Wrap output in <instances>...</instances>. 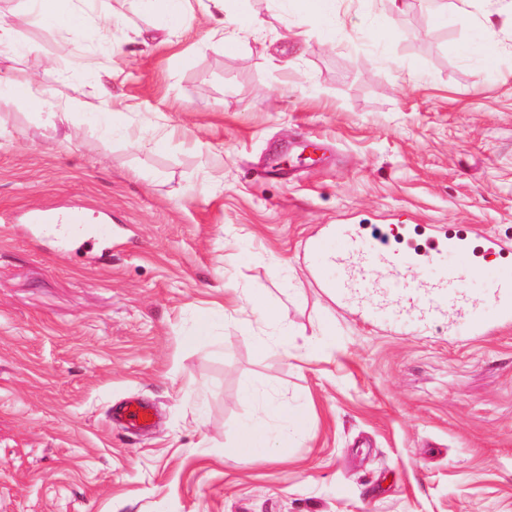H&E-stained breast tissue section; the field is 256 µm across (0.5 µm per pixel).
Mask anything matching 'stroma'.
Instances as JSON below:
<instances>
[{"label": "stroma", "instance_id": "1", "mask_svg": "<svg viewBox=\"0 0 512 512\" xmlns=\"http://www.w3.org/2000/svg\"><path fill=\"white\" fill-rule=\"evenodd\" d=\"M407 2L339 0L323 26L293 0H243L263 26L231 45L207 0L173 30L96 0L94 42L0 0L17 37L0 75L70 114L60 143L32 102L0 105V512H512V322L494 308L512 267V11L473 0L502 45L482 71L473 29L436 20L458 0ZM309 142L318 160L299 162ZM32 208L85 222L52 235ZM336 224L389 225L402 265L420 237L496 235L501 256L408 265L419 286L456 269L486 331L337 293L350 242L303 249ZM270 395L302 431L266 460L225 457ZM130 399L151 428L113 420Z\"/></svg>", "mask_w": 512, "mask_h": 512}]
</instances>
